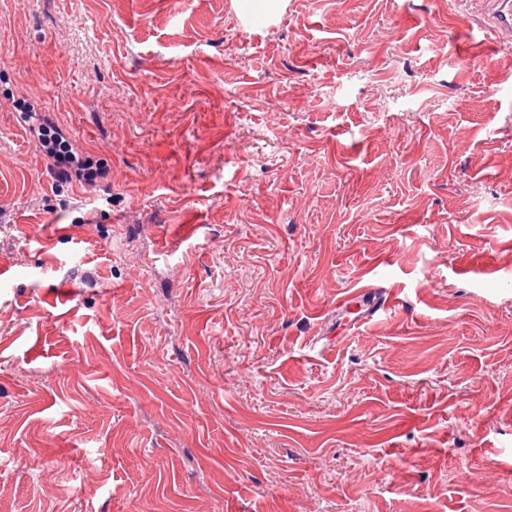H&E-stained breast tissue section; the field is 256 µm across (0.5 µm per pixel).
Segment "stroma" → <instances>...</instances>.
I'll return each mask as SVG.
<instances>
[{
    "label": "stroma",
    "instance_id": "obj_1",
    "mask_svg": "<svg viewBox=\"0 0 512 512\" xmlns=\"http://www.w3.org/2000/svg\"><path fill=\"white\" fill-rule=\"evenodd\" d=\"M474 0H0V512H512V47ZM38 98L107 181L61 182ZM366 286L394 305L334 323ZM239 13L252 18L255 15H274L281 11L287 0H237Z\"/></svg>",
    "mask_w": 512,
    "mask_h": 512
}]
</instances>
